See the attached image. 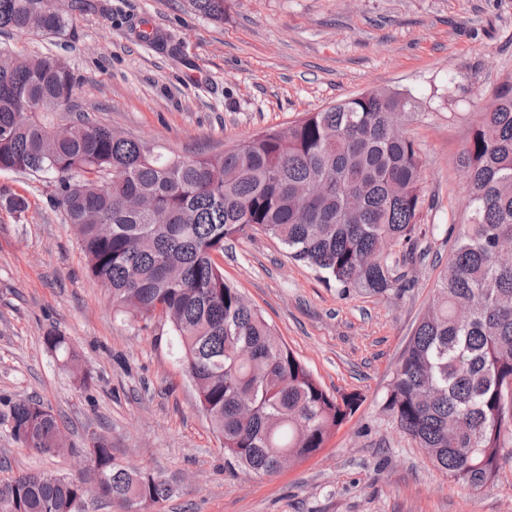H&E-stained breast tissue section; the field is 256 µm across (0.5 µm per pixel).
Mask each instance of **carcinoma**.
<instances>
[{
    "instance_id": "1",
    "label": "carcinoma",
    "mask_w": 512,
    "mask_h": 512,
    "mask_svg": "<svg viewBox=\"0 0 512 512\" xmlns=\"http://www.w3.org/2000/svg\"><path fill=\"white\" fill-rule=\"evenodd\" d=\"M0 0V31L58 36L69 12L46 0ZM224 21V0H190ZM76 80L60 58L0 50V171L49 179L89 275L112 304L168 324L201 410L224 453L267 475L326 447L356 407L327 391L272 325L224 280L213 255L249 232L277 238L328 283L377 295L409 280L401 262L422 233V163L391 115L414 112L402 93L368 90L267 128L206 156L165 154L72 112ZM470 221L448 255L431 303L403 352L384 410L448 477L479 492L512 446V76L481 113L459 159ZM64 367L76 354L51 333ZM13 440L30 451L65 447L53 410L10 405ZM89 486L45 472L0 481V512H86L87 499L156 504L170 494L151 471L112 460L101 435L88 443Z\"/></svg>"
}]
</instances>
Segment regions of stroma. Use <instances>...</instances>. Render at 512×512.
Listing matches in <instances>:
<instances>
[{
    "label": "stroma",
    "instance_id": "obj_1",
    "mask_svg": "<svg viewBox=\"0 0 512 512\" xmlns=\"http://www.w3.org/2000/svg\"><path fill=\"white\" fill-rule=\"evenodd\" d=\"M160 37L139 38L140 25ZM0 48L64 59L75 98L100 124L179 155L224 151L255 132L371 89L410 96L405 123L423 160V256L405 291L325 284L274 238L228 241L216 262L331 393L361 402L326 448L271 475L224 453L167 324L116 310L91 278L43 178L0 171V480L28 470L94 483L75 450L91 434L116 462L169 485L148 512H512V452L473 492L436 470L383 409L396 364L468 223L457 158L482 105L512 75V0H224L216 24L187 0H89L63 35L0 33ZM20 196L24 211L7 201ZM66 336L89 376L76 388L44 339ZM36 398L65 450L14 442L10 403Z\"/></svg>",
    "mask_w": 512,
    "mask_h": 512
}]
</instances>
